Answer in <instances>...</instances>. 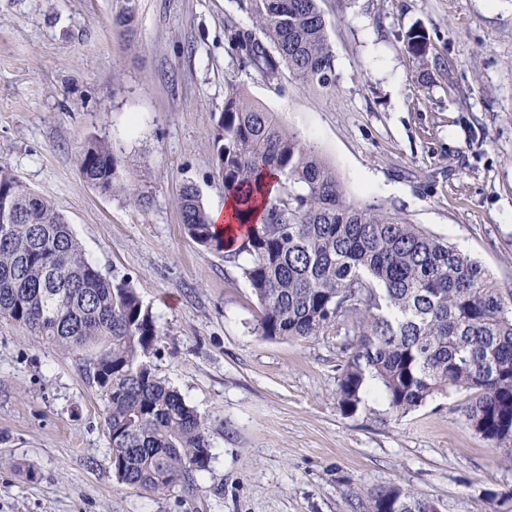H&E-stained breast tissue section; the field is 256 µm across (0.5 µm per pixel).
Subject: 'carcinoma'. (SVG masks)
Returning <instances> with one entry per match:
<instances>
[{
	"mask_svg": "<svg viewBox=\"0 0 512 512\" xmlns=\"http://www.w3.org/2000/svg\"><path fill=\"white\" fill-rule=\"evenodd\" d=\"M235 2L256 31L229 20L228 37L261 79L272 83L286 71L303 85L336 88L319 0ZM405 40L423 70L446 69L430 55L423 28ZM113 161L108 145L89 142L82 178L112 188ZM215 161L224 195L238 201L235 223L246 230L225 243L191 187L181 194L182 223L198 245L238 264L258 303L261 336L352 337L337 387L348 414L374 387L401 416L453 388L469 393L464 414L476 433L496 445L512 441V293L504 296L478 262L443 238L382 204L348 197L319 151L232 81ZM267 174L275 176L269 184ZM0 317L92 366L122 484L193 489L212 459L209 426L146 361L160 338L153 314L130 282L103 275L54 204L5 166ZM365 508L435 512L401 484L368 492Z\"/></svg>",
	"mask_w": 512,
	"mask_h": 512,
	"instance_id": "obj_1",
	"label": "carcinoma"
}]
</instances>
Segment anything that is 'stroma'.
<instances>
[{"label":"stroma","mask_w":512,"mask_h":512,"mask_svg":"<svg viewBox=\"0 0 512 512\" xmlns=\"http://www.w3.org/2000/svg\"><path fill=\"white\" fill-rule=\"evenodd\" d=\"M0 0V166L65 216L86 257L126 279L161 339L146 357L209 425L194 491L117 479L105 405L83 357L0 320V512H356L403 484L440 512H512V446L476 434L467 392L394 414L372 390L338 400L342 337L268 340L239 268L196 244L180 197L224 205L214 140L225 84L314 142L347 192L479 261L512 292V0H323L337 87L256 80L224 33L234 0ZM426 28L448 67L406 48ZM112 189L79 171L89 141ZM405 40L407 49L418 60L423 71H427V75L430 74L428 71L432 67L438 70L446 69L444 61H440L439 57L430 56L429 38L423 28H411L406 33ZM80 173L85 182L104 189H112L111 148L99 141L89 142L83 151Z\"/></svg>","instance_id":"35a3bbf8"}]
</instances>
